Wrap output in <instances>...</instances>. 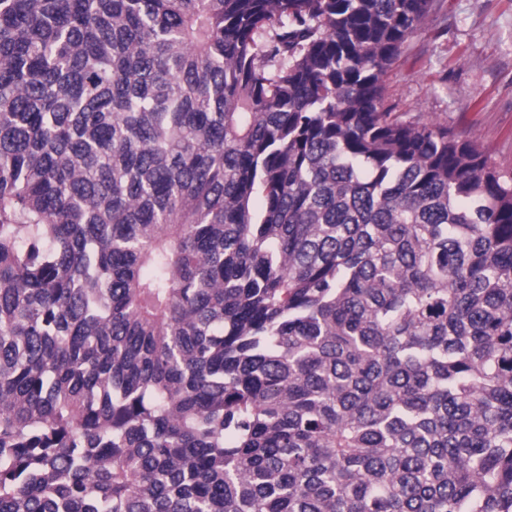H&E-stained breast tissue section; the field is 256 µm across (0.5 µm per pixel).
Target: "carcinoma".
Wrapping results in <instances>:
<instances>
[{"instance_id": "cac0c4a2", "label": "carcinoma", "mask_w": 512, "mask_h": 512, "mask_svg": "<svg viewBox=\"0 0 512 512\" xmlns=\"http://www.w3.org/2000/svg\"><path fill=\"white\" fill-rule=\"evenodd\" d=\"M433 0H0V512H512V176L387 107Z\"/></svg>"}]
</instances>
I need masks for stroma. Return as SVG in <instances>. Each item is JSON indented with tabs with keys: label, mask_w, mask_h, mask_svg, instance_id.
Masks as SVG:
<instances>
[{
	"label": "stroma",
	"mask_w": 512,
	"mask_h": 512,
	"mask_svg": "<svg viewBox=\"0 0 512 512\" xmlns=\"http://www.w3.org/2000/svg\"><path fill=\"white\" fill-rule=\"evenodd\" d=\"M384 94L404 120L447 126L512 175V0H436Z\"/></svg>",
	"instance_id": "obj_1"
}]
</instances>
